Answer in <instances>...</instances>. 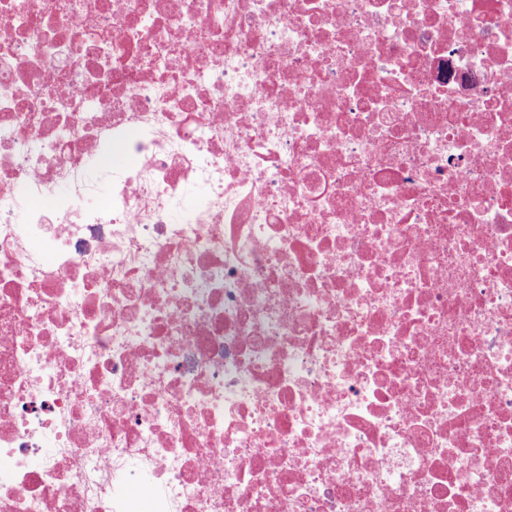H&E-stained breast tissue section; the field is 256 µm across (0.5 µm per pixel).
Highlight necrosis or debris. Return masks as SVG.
I'll use <instances>...</instances> for the list:
<instances>
[{"mask_svg":"<svg viewBox=\"0 0 512 512\" xmlns=\"http://www.w3.org/2000/svg\"><path fill=\"white\" fill-rule=\"evenodd\" d=\"M0 512H512V0H0Z\"/></svg>","mask_w":512,"mask_h":512,"instance_id":"obj_1","label":"necrosis or debris"}]
</instances>
